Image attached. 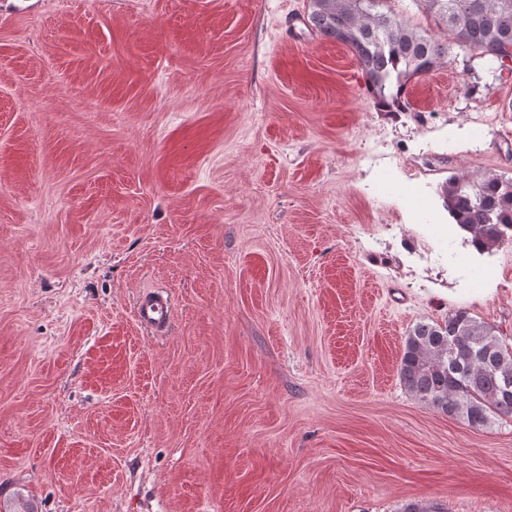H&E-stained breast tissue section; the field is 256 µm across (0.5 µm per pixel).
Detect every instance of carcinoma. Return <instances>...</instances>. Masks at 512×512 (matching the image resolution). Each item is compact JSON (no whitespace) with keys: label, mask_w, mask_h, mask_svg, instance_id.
I'll use <instances>...</instances> for the list:
<instances>
[{"label":"carcinoma","mask_w":512,"mask_h":512,"mask_svg":"<svg viewBox=\"0 0 512 512\" xmlns=\"http://www.w3.org/2000/svg\"><path fill=\"white\" fill-rule=\"evenodd\" d=\"M392 0H310L308 26L349 48L366 89L385 112H406L404 93L415 78L440 66L454 45L478 53L497 77L512 56V0H410L443 24L448 38L419 30L395 11ZM445 209L485 252L512 241V177L471 181L451 176L442 184ZM512 345L465 309L444 324L421 321L407 333L399 377L415 399L476 429L512 418Z\"/></svg>","instance_id":"obj_1"}]
</instances>
